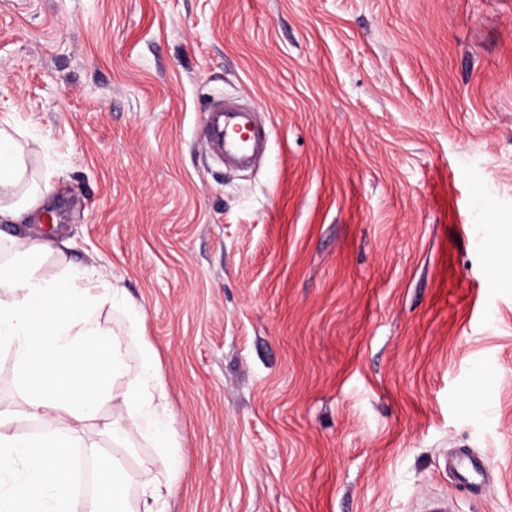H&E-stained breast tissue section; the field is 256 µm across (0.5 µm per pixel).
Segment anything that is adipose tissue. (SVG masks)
I'll use <instances>...</instances> for the list:
<instances>
[{"label":"adipose tissue","instance_id":"adipose-tissue-1","mask_svg":"<svg viewBox=\"0 0 512 512\" xmlns=\"http://www.w3.org/2000/svg\"><path fill=\"white\" fill-rule=\"evenodd\" d=\"M23 137L20 129L0 128V223L28 222L54 190L46 178L21 190L30 153ZM11 242V260L0 261V355L12 361L23 407L0 409V512H73V447L95 456L98 474L108 479L104 491L83 501L82 512H130L124 462L101 454L85 431L97 420L100 435L114 443L147 434L157 447H173L166 382L142 332L145 314L95 269L70 266L45 276V257L68 240L15 236ZM106 304L124 310L126 333L93 319ZM124 336L140 346L133 378L119 351ZM107 405L112 417L105 422ZM28 420L41 422L43 434L21 430ZM175 476L163 458L142 466L140 512H165L163 491Z\"/></svg>","mask_w":512,"mask_h":512}]
</instances>
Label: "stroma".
<instances>
[{"mask_svg":"<svg viewBox=\"0 0 512 512\" xmlns=\"http://www.w3.org/2000/svg\"><path fill=\"white\" fill-rule=\"evenodd\" d=\"M217 94L257 168L208 158ZM8 126L55 192L5 233L144 310L167 512H512V0H0ZM116 454L139 505L162 451ZM253 112V107L235 98L210 99L201 115L200 125L218 164L244 166L266 150L271 128L257 123ZM448 468L456 474L460 483L476 489L483 484L489 467L483 457L468 456L466 464H461L456 458L448 459Z\"/></svg>","mask_w":512,"mask_h":512,"instance_id":"stroma-1","label":"stroma"}]
</instances>
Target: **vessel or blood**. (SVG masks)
Wrapping results in <instances>:
<instances>
[{
    "instance_id": "vessel-or-blood-1",
    "label": "vessel or blood",
    "mask_w": 512,
    "mask_h": 512,
    "mask_svg": "<svg viewBox=\"0 0 512 512\" xmlns=\"http://www.w3.org/2000/svg\"><path fill=\"white\" fill-rule=\"evenodd\" d=\"M253 112V107L234 98L210 99L201 115L200 125L218 164L244 166L265 151L271 128L256 122ZM448 467L460 483L476 489L484 482L488 463L481 457H470L463 463L452 458Z\"/></svg>"
}]
</instances>
